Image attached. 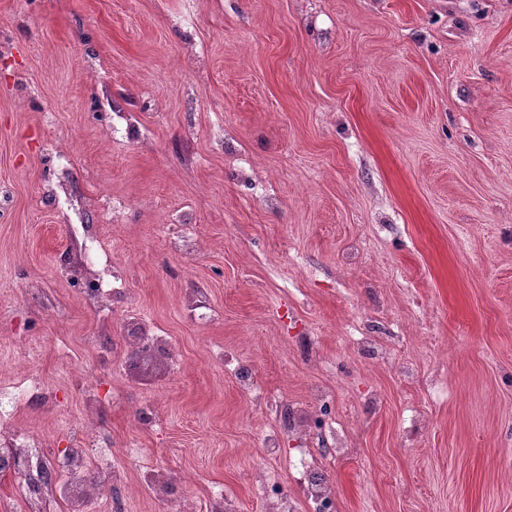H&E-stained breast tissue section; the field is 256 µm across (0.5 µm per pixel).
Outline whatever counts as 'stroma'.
<instances>
[{
  "label": "stroma",
  "instance_id": "stroma-1",
  "mask_svg": "<svg viewBox=\"0 0 512 512\" xmlns=\"http://www.w3.org/2000/svg\"><path fill=\"white\" fill-rule=\"evenodd\" d=\"M79 224L111 315L60 271ZM132 315L175 375L131 369ZM222 353L335 420L337 512H512V0H0V382L55 396L14 427L54 458L93 410L192 512L216 486L266 512L272 421ZM115 464L127 512H167ZM27 480L0 472V512H69ZM89 228L82 227L84 234L82 249L87 258L71 263L70 271L72 276L83 284L86 302L93 307L106 310L112 295L121 289L117 288L115 278L112 279L111 258L101 248L96 230L90 231Z\"/></svg>",
  "mask_w": 512,
  "mask_h": 512
}]
</instances>
